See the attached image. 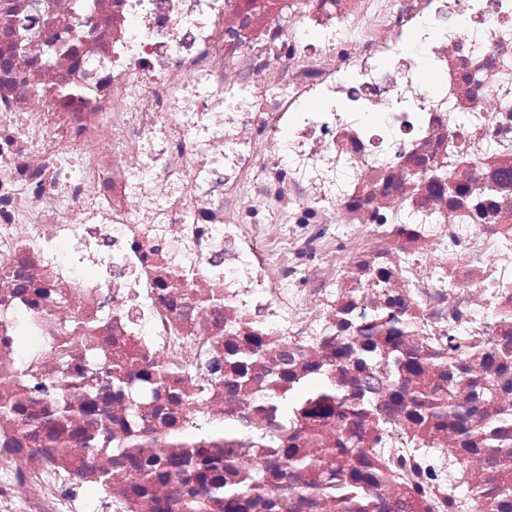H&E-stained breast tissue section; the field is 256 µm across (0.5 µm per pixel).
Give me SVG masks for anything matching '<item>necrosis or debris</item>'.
<instances>
[{"label":"necrosis or debris","mask_w":512,"mask_h":512,"mask_svg":"<svg viewBox=\"0 0 512 512\" xmlns=\"http://www.w3.org/2000/svg\"><path fill=\"white\" fill-rule=\"evenodd\" d=\"M323 372L328 409L274 410ZM192 404L241 434L183 453ZM504 413L512 0H0V512H181L200 473L206 512H349L285 467L316 440L385 472L367 512H489L464 431ZM127 455L139 461L138 468L135 470L134 478L136 480H147L152 474L149 473L148 467L157 458L158 449L155 448H127Z\"/></svg>","instance_id":"1"}]
</instances>
